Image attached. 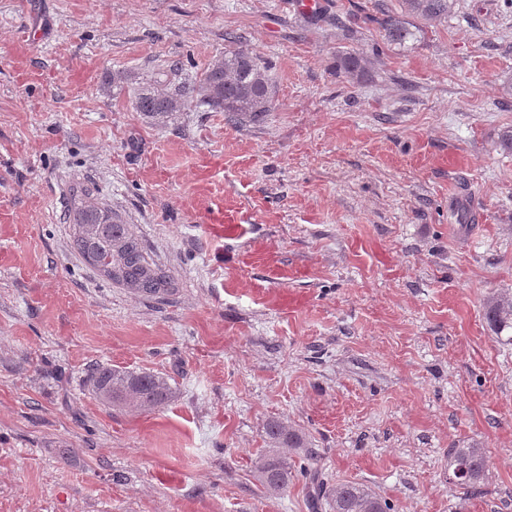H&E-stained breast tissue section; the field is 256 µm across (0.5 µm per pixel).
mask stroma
Listing matches in <instances>:
<instances>
[{
	"label": "stroma",
	"mask_w": 512,
	"mask_h": 512,
	"mask_svg": "<svg viewBox=\"0 0 512 512\" xmlns=\"http://www.w3.org/2000/svg\"><path fill=\"white\" fill-rule=\"evenodd\" d=\"M398 8L0 0V512H310L305 477L255 478L274 419L309 435L325 483L394 512H512V344L484 319L512 292V0H457L407 49L379 26ZM235 48L277 87L263 122L135 111L148 72ZM342 52L363 78L337 75ZM84 190L170 276L166 300L84 263ZM216 206L230 223L202 222ZM96 364L175 396L103 405ZM472 444L475 496L448 480ZM368 64L365 57L346 52L336 58V73L350 78H358L366 72ZM486 472L484 448H453L448 452V475L463 489L479 490Z\"/></svg>",
	"instance_id": "stroma-1"
}]
</instances>
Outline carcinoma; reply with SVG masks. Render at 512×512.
<instances>
[{"label":"carcinoma","mask_w":512,"mask_h":512,"mask_svg":"<svg viewBox=\"0 0 512 512\" xmlns=\"http://www.w3.org/2000/svg\"><path fill=\"white\" fill-rule=\"evenodd\" d=\"M402 8L390 12L381 23L382 37L390 44L407 47L425 34L432 24L445 22L455 0H401ZM368 67L365 57L346 52L336 58V74L350 78L362 76ZM182 64L173 62L162 72L142 79L134 92L135 109L156 126L171 123L177 113L192 104L224 113L239 125L262 120L276 97V87L260 59L246 49H232L211 62L189 80L180 77ZM73 244L83 261L94 267L108 261L106 278L129 292L161 301L173 291L166 272L154 263L129 225L96 198L85 194L73 210ZM484 318L501 333L512 329V296L498 294L485 305ZM92 391L108 406L131 411H151L166 405L174 396L167 378L152 372H137L97 365L89 375ZM265 437L270 448L261 453L255 465L256 478L270 492L288 488L292 477L289 458L300 460L304 475L315 460V449L305 434L278 420L266 424ZM486 472L484 449L472 445L448 452L449 478L463 489L478 490ZM328 502L331 512H392L391 504L367 487L341 482L324 492L317 489L311 500L316 512L319 501Z\"/></svg>","instance_id":"carcinoma-1"}]
</instances>
